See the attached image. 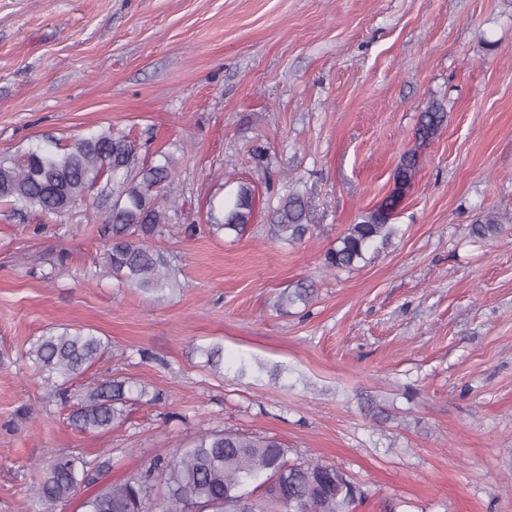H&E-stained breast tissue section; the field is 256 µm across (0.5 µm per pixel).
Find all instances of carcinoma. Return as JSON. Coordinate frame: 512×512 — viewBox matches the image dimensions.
Instances as JSON below:
<instances>
[{
    "label": "carcinoma",
    "instance_id": "carcinoma-1",
    "mask_svg": "<svg viewBox=\"0 0 512 512\" xmlns=\"http://www.w3.org/2000/svg\"><path fill=\"white\" fill-rule=\"evenodd\" d=\"M447 112L433 101L420 112L414 136L423 146L441 135ZM135 163V147L128 137L112 128L79 137L65 148L38 147L0 157V201L14 207L60 216L85 201L91 190L110 202L103 216L106 237L105 268L115 279L145 292L161 293L178 286L175 266L149 240L165 234L178 211V203L165 206L159 199L173 180L174 160ZM418 171V154L405 152L393 178L395 190L349 225L339 244L328 249L325 265L352 269L366 260L370 250L389 243L396 233L392 224L403 190ZM253 190L239 185L223 202L221 217L208 230L241 232L252 222ZM512 215L488 211L472 232L480 238L498 235ZM309 231L303 199L288 195L275 210L272 237L298 241ZM312 289L300 286L280 296L282 305L308 304ZM108 350V343L91 330L64 327L40 336L28 355L46 379L68 382L83 373ZM207 364L223 368L219 345L200 348ZM144 397L146 386L129 379L109 380L88 391L72 415L82 431H102L122 418L123 405L132 395ZM89 462L78 455L54 458L35 486L43 505L73 497L87 483ZM163 486L161 508L154 510L152 482ZM254 485L248 492L245 487ZM363 496L359 486L342 472L319 462L291 464L288 448L273 437H254L233 431L201 435L180 451L154 460L146 471L120 483L105 486L83 501L84 512H350Z\"/></svg>",
    "mask_w": 512,
    "mask_h": 512
}]
</instances>
